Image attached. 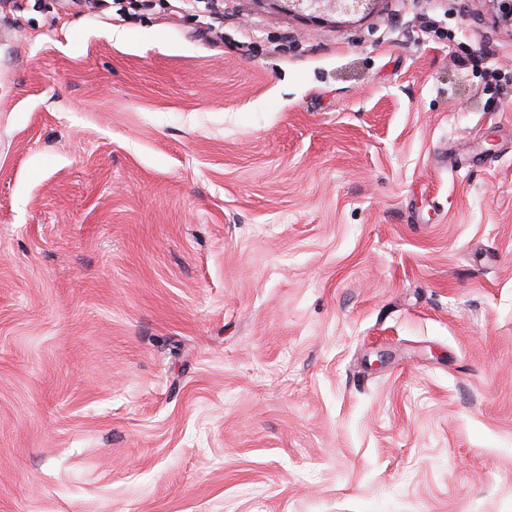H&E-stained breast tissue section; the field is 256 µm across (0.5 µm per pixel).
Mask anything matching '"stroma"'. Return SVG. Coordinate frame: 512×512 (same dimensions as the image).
Returning <instances> with one entry per match:
<instances>
[{"instance_id":"1","label":"stroma","mask_w":512,"mask_h":512,"mask_svg":"<svg viewBox=\"0 0 512 512\" xmlns=\"http://www.w3.org/2000/svg\"><path fill=\"white\" fill-rule=\"evenodd\" d=\"M0 512H512L496 0H0ZM285 2L289 11L301 9H314L316 11L331 10L337 8L349 11H358L361 7L365 10L371 9L377 0H276Z\"/></svg>"}]
</instances>
